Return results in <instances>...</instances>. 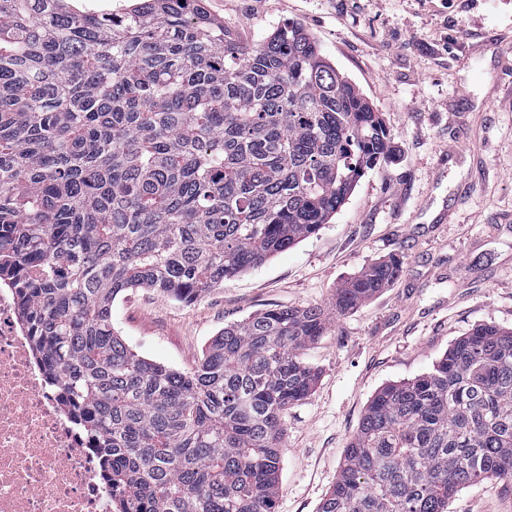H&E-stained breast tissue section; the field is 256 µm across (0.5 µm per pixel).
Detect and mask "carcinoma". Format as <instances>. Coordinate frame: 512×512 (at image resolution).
Listing matches in <instances>:
<instances>
[{"instance_id":"obj_1","label":"carcinoma","mask_w":512,"mask_h":512,"mask_svg":"<svg viewBox=\"0 0 512 512\" xmlns=\"http://www.w3.org/2000/svg\"><path fill=\"white\" fill-rule=\"evenodd\" d=\"M393 137L299 26L234 40L202 0L124 12L0 0V284L117 512H275L283 415L318 378L320 307L224 327L189 371L112 322L129 289L191 304L316 234ZM396 256L336 291L393 284ZM512 481V329L480 324L368 404L318 512H448Z\"/></svg>"}]
</instances>
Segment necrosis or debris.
<instances>
[{
	"instance_id": "4bbe7bcc",
	"label": "necrosis or debris",
	"mask_w": 512,
	"mask_h": 512,
	"mask_svg": "<svg viewBox=\"0 0 512 512\" xmlns=\"http://www.w3.org/2000/svg\"><path fill=\"white\" fill-rule=\"evenodd\" d=\"M98 457L0 289V512H111Z\"/></svg>"
}]
</instances>
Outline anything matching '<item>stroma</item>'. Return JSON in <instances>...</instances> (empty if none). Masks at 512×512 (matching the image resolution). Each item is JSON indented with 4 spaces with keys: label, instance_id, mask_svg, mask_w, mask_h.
<instances>
[{
    "label": "stroma",
    "instance_id": "1",
    "mask_svg": "<svg viewBox=\"0 0 512 512\" xmlns=\"http://www.w3.org/2000/svg\"><path fill=\"white\" fill-rule=\"evenodd\" d=\"M238 42L305 29L381 112L392 161L328 224L190 305L147 288L112 307L142 356L187 371L224 327L276 307L331 311L336 290L399 256L398 280L333 316L303 352L319 379L285 414L275 512H317L368 403L430 371L475 325L512 328V0H205ZM448 512H512V481L459 490Z\"/></svg>",
    "mask_w": 512,
    "mask_h": 512
}]
</instances>
